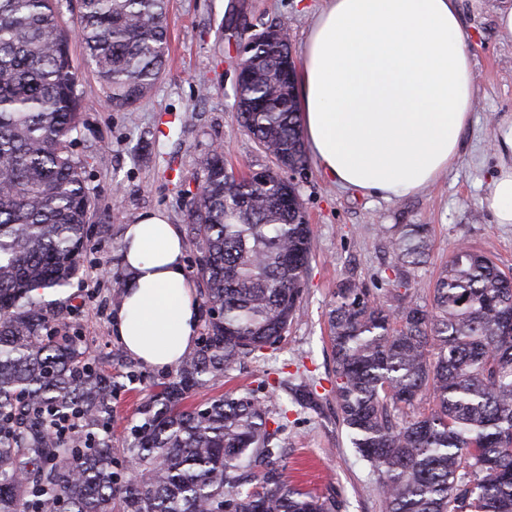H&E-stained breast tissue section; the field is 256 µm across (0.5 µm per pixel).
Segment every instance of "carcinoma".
Returning <instances> with one entry per match:
<instances>
[{
	"instance_id": "cac0c4a2",
	"label": "carcinoma",
	"mask_w": 512,
	"mask_h": 512,
	"mask_svg": "<svg viewBox=\"0 0 512 512\" xmlns=\"http://www.w3.org/2000/svg\"><path fill=\"white\" fill-rule=\"evenodd\" d=\"M71 28L62 23V6ZM169 0H0V512H339L288 480L282 425L249 390L186 407L287 332L311 250L303 201L277 170L255 181L212 150L186 218L201 242L207 333L159 384L130 428L144 481L118 479L110 421L116 384L82 337L51 323L68 310L38 297L78 277L92 212L71 146L84 100L73 64L76 32L107 100L129 112L168 56ZM257 60L238 82L237 120L276 165L303 170L306 151L293 83L278 78L281 49L254 39ZM396 306L366 283L339 282L328 312L332 392L349 441L377 475L382 512H512V276L460 246L431 302L409 268L423 262L424 227L391 241ZM428 392L434 407L406 408ZM315 385L292 405L311 408ZM70 421L63 434L51 426Z\"/></svg>"
}]
</instances>
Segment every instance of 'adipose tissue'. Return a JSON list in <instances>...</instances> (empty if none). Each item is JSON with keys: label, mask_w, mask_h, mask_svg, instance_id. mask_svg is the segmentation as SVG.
<instances>
[{"label": "adipose tissue", "mask_w": 512, "mask_h": 512, "mask_svg": "<svg viewBox=\"0 0 512 512\" xmlns=\"http://www.w3.org/2000/svg\"><path fill=\"white\" fill-rule=\"evenodd\" d=\"M305 143L325 177L386 200L424 190L458 158L475 107L461 0H327L295 88ZM112 334L168 370L195 347L200 313L178 225H125Z\"/></svg>", "instance_id": "ef3b65f1"}]
</instances>
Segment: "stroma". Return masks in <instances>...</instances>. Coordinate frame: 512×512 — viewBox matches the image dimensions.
Masks as SVG:
<instances>
[{
	"mask_svg": "<svg viewBox=\"0 0 512 512\" xmlns=\"http://www.w3.org/2000/svg\"><path fill=\"white\" fill-rule=\"evenodd\" d=\"M323 5L324 0H170L166 72L131 112L106 101L81 45H71L85 101L73 152L85 166L94 214L87 225L82 275L69 288L45 292L43 298L69 307V319L92 359L117 386L110 429L122 477L137 468L125 445L128 431L155 383L169 377L131 355H116L119 344L110 320L119 299L113 277L123 272V228L153 210L165 212L170 223L184 224L204 180L197 161L216 146H223L224 160L235 171L273 166V158L237 120L231 67L237 35L224 18L234 7L254 21L284 26L298 58L310 18ZM503 6L504 0H462L461 25L472 57L477 105L462 133L456 164L421 193L392 201L332 184L313 163L295 174L311 228L299 310L276 346L245 358L224 381L190 399L197 406L227 391L251 389L274 409L287 404L301 383L315 382L316 409L289 412L284 422L283 460L291 480L335 498L340 512H382V502L377 477L352 448L331 391L335 364L327 320L337 284L361 280L390 298L394 254L389 242L403 224L428 227L426 261L411 272L422 299H429L441 267L462 244L512 272V224L496 223L481 203L502 164L501 136L512 128V41L500 37L497 25ZM188 108L196 111L194 124L173 132Z\"/></svg>",
	"mask_w": 512,
	"mask_h": 512,
	"instance_id": "stroma-1",
	"label": "stroma"
}]
</instances>
